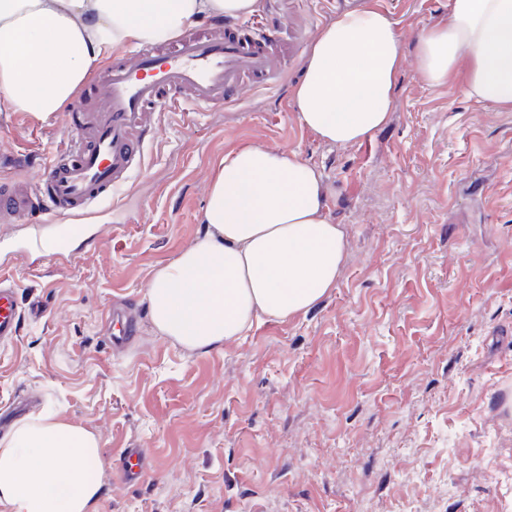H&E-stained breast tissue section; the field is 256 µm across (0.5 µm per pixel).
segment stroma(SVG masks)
<instances>
[{"label":"stroma","mask_w":512,"mask_h":512,"mask_svg":"<svg viewBox=\"0 0 512 512\" xmlns=\"http://www.w3.org/2000/svg\"><path fill=\"white\" fill-rule=\"evenodd\" d=\"M449 2L257 0L256 21L299 35L280 89L160 113L140 173L72 240L79 263L52 259L51 225L38 253L28 225L0 226V263L43 311L0 345V405L24 396L99 437L98 512H512V110L415 70ZM366 9L400 38L395 105L370 138L330 143L293 90L314 35ZM66 121L0 112V170L35 182ZM243 145L317 169L345 260L307 312L189 352L154 331L146 285L205 232V184ZM120 301L138 336L114 353ZM127 448L147 467L135 485Z\"/></svg>","instance_id":"35a3bbf8"}]
</instances>
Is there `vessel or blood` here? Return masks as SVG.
Listing matches in <instances>:
<instances>
[{
  "label": "vessel or blood",
  "instance_id": "vessel-or-blood-1",
  "mask_svg": "<svg viewBox=\"0 0 512 512\" xmlns=\"http://www.w3.org/2000/svg\"><path fill=\"white\" fill-rule=\"evenodd\" d=\"M295 46L278 29L243 22L214 30L188 29L167 46L115 59L69 110L71 139L42 166L25 193L0 191V224L39 218L91 217L100 201L129 181L144 161L146 115L190 104L218 108L250 89L279 87L282 71L269 60H292ZM38 316V308H30ZM14 281L0 273V341L18 336L23 314Z\"/></svg>",
  "mask_w": 512,
  "mask_h": 512
}]
</instances>
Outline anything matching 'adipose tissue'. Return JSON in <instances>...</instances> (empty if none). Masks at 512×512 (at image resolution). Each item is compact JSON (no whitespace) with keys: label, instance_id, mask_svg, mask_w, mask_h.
Returning a JSON list of instances; mask_svg holds the SVG:
<instances>
[{"label":"adipose tissue","instance_id":"1","mask_svg":"<svg viewBox=\"0 0 512 512\" xmlns=\"http://www.w3.org/2000/svg\"><path fill=\"white\" fill-rule=\"evenodd\" d=\"M257 0H0V104L40 118L63 109L114 54L168 41L204 17H238ZM402 65L391 21L348 12L314 36L293 99L302 125L349 144L394 104ZM417 70L470 98L512 109V0H450L448 24L419 38ZM207 229L146 286L155 331L207 353L262 318L308 311L335 287L345 225L326 215L314 167L279 148L225 155L206 191ZM100 442L46 411L0 438V504L10 512H96Z\"/></svg>","mask_w":512,"mask_h":512}]
</instances>
